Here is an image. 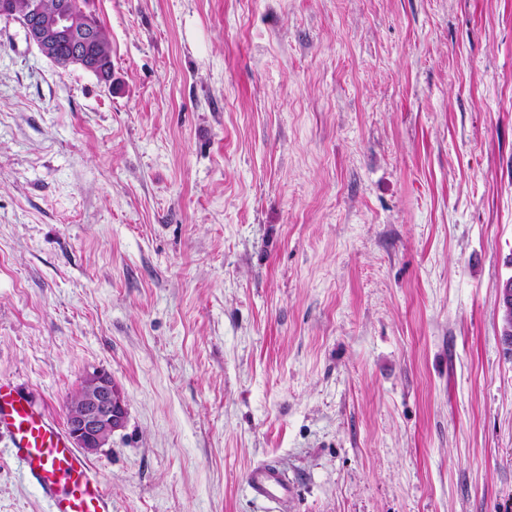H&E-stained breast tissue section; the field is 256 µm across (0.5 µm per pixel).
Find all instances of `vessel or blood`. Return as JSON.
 Instances as JSON below:
<instances>
[{
  "label": "vessel or blood",
  "mask_w": 512,
  "mask_h": 512,
  "mask_svg": "<svg viewBox=\"0 0 512 512\" xmlns=\"http://www.w3.org/2000/svg\"><path fill=\"white\" fill-rule=\"evenodd\" d=\"M8 434L11 455L45 498L49 512H112V500L99 476L73 447L67 434L43 412L34 410L20 388L0 378V433ZM255 499L275 501L286 488L284 475L259 465L246 475Z\"/></svg>",
  "instance_id": "1"
}]
</instances>
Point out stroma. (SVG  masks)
Masks as SVG:
<instances>
[{
	"label": "stroma",
	"instance_id": "1",
	"mask_svg": "<svg viewBox=\"0 0 512 512\" xmlns=\"http://www.w3.org/2000/svg\"><path fill=\"white\" fill-rule=\"evenodd\" d=\"M90 9L108 84L0 19V377L111 375L112 512H512V0ZM499 307L502 313V336L505 342L512 344V277L499 285ZM246 482L253 496L263 502H277L276 491L286 489L285 476L270 465H259L251 469L246 475Z\"/></svg>",
	"mask_w": 512,
	"mask_h": 512
}]
</instances>
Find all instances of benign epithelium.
Masks as SVG:
<instances>
[{"label":"benign epithelium","instance_id":"1","mask_svg":"<svg viewBox=\"0 0 512 512\" xmlns=\"http://www.w3.org/2000/svg\"><path fill=\"white\" fill-rule=\"evenodd\" d=\"M0 16L19 23L26 40L59 67L62 60L57 56L58 46L68 44L75 55L85 56L99 41L97 23L91 18L78 21L61 0L50 14L41 0H25L21 7L16 0H0ZM499 307L503 339L512 344V277L499 285ZM125 419L122 393L108 373L99 371L86 377L78 402L68 411V435L74 447L94 452L123 427Z\"/></svg>","mask_w":512,"mask_h":512}]
</instances>
